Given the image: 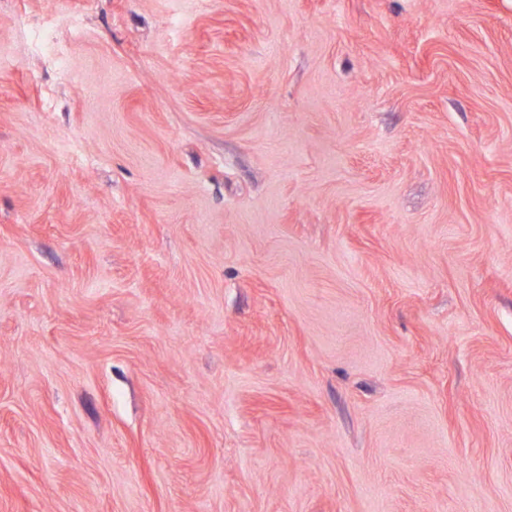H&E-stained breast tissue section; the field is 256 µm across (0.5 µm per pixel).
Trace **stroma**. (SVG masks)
<instances>
[{
  "instance_id": "35a3bbf8",
  "label": "stroma",
  "mask_w": 512,
  "mask_h": 512,
  "mask_svg": "<svg viewBox=\"0 0 512 512\" xmlns=\"http://www.w3.org/2000/svg\"><path fill=\"white\" fill-rule=\"evenodd\" d=\"M0 512H512V0H0ZM33 47L38 53L52 58L61 68L66 65L64 47L58 42L55 33L50 29H43L36 33Z\"/></svg>"
}]
</instances>
